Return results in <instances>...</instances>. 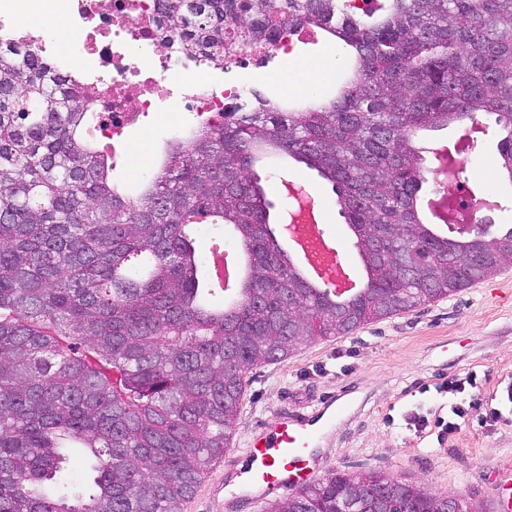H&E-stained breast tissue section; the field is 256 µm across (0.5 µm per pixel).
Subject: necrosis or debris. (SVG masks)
Listing matches in <instances>:
<instances>
[{"label":"necrosis or debris","instance_id":"4bbe7bcc","mask_svg":"<svg viewBox=\"0 0 512 512\" xmlns=\"http://www.w3.org/2000/svg\"><path fill=\"white\" fill-rule=\"evenodd\" d=\"M37 0H0V48L35 49L54 58L59 73L70 76L87 97L99 136L125 148L127 132L152 112H184L199 117L232 110L247 93L245 85L218 73L200 78V60L164 47L159 0H64L70 31L79 52L60 55L54 39L23 23ZM293 42L280 37L251 44L226 60L227 70L265 67L285 57Z\"/></svg>","mask_w":512,"mask_h":512}]
</instances>
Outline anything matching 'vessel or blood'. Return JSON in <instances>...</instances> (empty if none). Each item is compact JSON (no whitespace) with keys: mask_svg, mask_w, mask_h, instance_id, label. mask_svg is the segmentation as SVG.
<instances>
[{"mask_svg":"<svg viewBox=\"0 0 512 512\" xmlns=\"http://www.w3.org/2000/svg\"><path fill=\"white\" fill-rule=\"evenodd\" d=\"M342 411L329 400L301 415L281 414L247 442L235 475L243 496L256 503L279 490L298 491L320 473L317 449Z\"/></svg>","mask_w":512,"mask_h":512,"instance_id":"vessel-or-blood-1","label":"vessel or blood"}]
</instances>
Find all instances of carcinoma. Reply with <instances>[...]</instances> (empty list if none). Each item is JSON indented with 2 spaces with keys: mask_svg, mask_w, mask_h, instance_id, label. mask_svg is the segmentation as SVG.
<instances>
[{
  "mask_svg": "<svg viewBox=\"0 0 512 512\" xmlns=\"http://www.w3.org/2000/svg\"><path fill=\"white\" fill-rule=\"evenodd\" d=\"M162 0L192 58L306 26L351 56L336 98L255 105L170 142L136 195L87 138L77 88L37 52L0 51V512H182L224 456L245 373L302 343L345 336L497 273L512 227L433 231L417 130L476 114L505 131L512 180V0ZM286 154L331 181L365 288L338 300L301 278L267 235L252 171ZM230 226L250 260L237 301L213 306L186 225ZM82 465L89 483L70 478ZM444 512V495L378 471L336 472L274 512Z\"/></svg>",
  "mask_w": 512,
  "mask_h": 512,
  "instance_id": "cac0c4a2",
  "label": "carcinoma"
}]
</instances>
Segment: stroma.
I'll return each mask as SVG.
<instances>
[{
    "instance_id": "stroma-1",
    "label": "stroma",
    "mask_w": 512,
    "mask_h": 512,
    "mask_svg": "<svg viewBox=\"0 0 512 512\" xmlns=\"http://www.w3.org/2000/svg\"><path fill=\"white\" fill-rule=\"evenodd\" d=\"M285 67V61L274 59L263 80L247 73L236 79L295 109L306 98L288 93L282 80ZM474 123L481 128L475 135L470 132ZM201 124L188 114L159 112L132 125L129 139L132 146L142 147V158L135 164L114 159V185L134 192L160 168L167 143ZM469 134L474 144L458 158L459 175L468 179L475 198L491 200L485 216L499 231L512 225V180L496 167L503 132L494 116L482 113L473 122L420 132L415 144L430 169L436 164L435 150L454 147ZM261 178L268 199L280 209L289 206L286 185L311 187L322 228L355 275L364 277L355 237L339 213L331 183L281 154L271 155ZM469 372L477 377L482 404L499 409V420H471L443 439L433 431L420 435L408 429L406 419L414 413L432 421L447 419L451 399L440 387ZM249 378L232 449L243 450L253 432L282 408L307 411L320 399L339 395L346 408L318 450L326 472L380 471L489 512L502 472L512 470V402L507 399L512 388V263L448 298L345 336L304 344L288 360L253 369ZM219 475L218 468L210 469L183 512H238L233 486L218 489Z\"/></svg>"
}]
</instances>
